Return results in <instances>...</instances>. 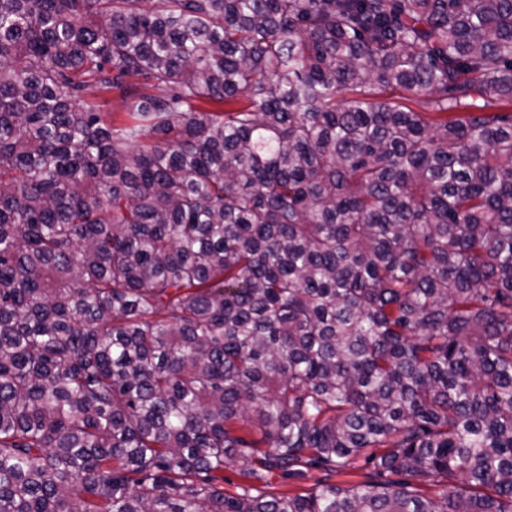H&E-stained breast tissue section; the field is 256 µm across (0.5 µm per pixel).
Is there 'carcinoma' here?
Returning <instances> with one entry per match:
<instances>
[{
  "instance_id": "cac0c4a2",
  "label": "carcinoma",
  "mask_w": 512,
  "mask_h": 512,
  "mask_svg": "<svg viewBox=\"0 0 512 512\" xmlns=\"http://www.w3.org/2000/svg\"><path fill=\"white\" fill-rule=\"evenodd\" d=\"M0 512H512V0H0ZM97 101L102 105L101 112H110V114L104 113L106 120H112L114 122L123 121L125 112L132 106V102L129 99L122 98L118 93H99ZM371 466L363 461L358 462L355 468L336 475L327 476L324 471L309 469L304 476L299 478H283L279 474H271L267 484L257 485L259 491L266 494H300L315 487L320 482L336 483L341 487H347L360 482L369 481Z\"/></svg>"
}]
</instances>
